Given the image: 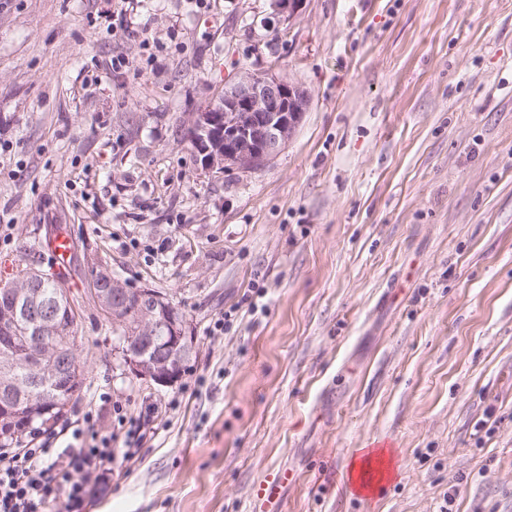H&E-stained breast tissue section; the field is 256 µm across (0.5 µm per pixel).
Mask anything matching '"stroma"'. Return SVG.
I'll use <instances>...</instances> for the list:
<instances>
[{
	"instance_id": "35a3bbf8",
	"label": "stroma",
	"mask_w": 512,
	"mask_h": 512,
	"mask_svg": "<svg viewBox=\"0 0 512 512\" xmlns=\"http://www.w3.org/2000/svg\"><path fill=\"white\" fill-rule=\"evenodd\" d=\"M271 68L311 95L293 139L208 174L189 114ZM59 225L93 377L68 420L165 413L130 442L101 412L92 512H253L271 469L279 512H512V0H0V259L47 267ZM92 262L184 313L177 383L118 367ZM288 471H276L268 473L252 489V498L254 501V510L257 512L267 511L266 505L279 494V488L288 481Z\"/></svg>"
}]
</instances>
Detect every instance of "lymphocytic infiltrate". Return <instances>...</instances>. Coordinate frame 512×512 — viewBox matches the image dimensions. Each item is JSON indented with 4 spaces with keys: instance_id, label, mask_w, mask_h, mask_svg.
Segmentation results:
<instances>
[{
    "instance_id": "lymphocytic-infiltrate-1",
    "label": "lymphocytic infiltrate",
    "mask_w": 512,
    "mask_h": 512,
    "mask_svg": "<svg viewBox=\"0 0 512 512\" xmlns=\"http://www.w3.org/2000/svg\"><path fill=\"white\" fill-rule=\"evenodd\" d=\"M84 422L70 446L47 448L32 440L0 448V512H48L53 505L87 512L93 496L111 489L113 434L95 431L93 412Z\"/></svg>"
}]
</instances>
